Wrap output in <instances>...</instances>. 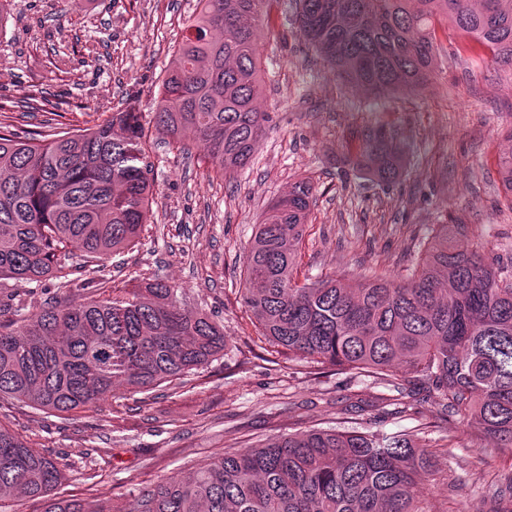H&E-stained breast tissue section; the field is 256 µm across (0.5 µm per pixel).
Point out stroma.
<instances>
[{
  "label": "stroma",
  "instance_id": "stroma-1",
  "mask_svg": "<svg viewBox=\"0 0 512 512\" xmlns=\"http://www.w3.org/2000/svg\"><path fill=\"white\" fill-rule=\"evenodd\" d=\"M197 0H11L0 30V126L41 139L55 123L86 129L134 105L154 164L155 227L106 260L109 287L160 272L187 301L224 326V354L145 397L117 386L111 404L63 420L13 400L0 425L63 458L66 496L109 495L133 512L161 480L186 476L227 448L307 429L390 434L424 430L431 444L457 439L458 466L440 459L425 500L450 494L443 512H472L512 450L432 403L398 413V394L328 364L288 360L268 347L241 302L243 252L266 204L298 181L316 202L300 249L298 280L404 275L439 224H465L512 273V202L502 186L512 128V67L467 53L455 30L438 33L435 75L419 93L378 97L351 88L295 29V0H271L259 41L258 101L269 112L260 147L243 169L217 175L203 143H169L151 121L157 92ZM67 63L57 66L56 53ZM60 105L42 111L43 99ZM382 131L398 148L400 175L374 180L349 158Z\"/></svg>",
  "mask_w": 512,
  "mask_h": 512
}]
</instances>
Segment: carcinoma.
<instances>
[{"label": "carcinoma", "instance_id": "1", "mask_svg": "<svg viewBox=\"0 0 512 512\" xmlns=\"http://www.w3.org/2000/svg\"><path fill=\"white\" fill-rule=\"evenodd\" d=\"M269 2L197 0L159 86L156 128L176 142L202 138L219 174L251 160L271 120L257 105ZM296 23L331 69L377 92L429 83L442 23L512 64V0H297ZM144 136L132 106L81 133L0 131V289L13 282L0 298V400L66 416L112 399L118 382L146 393L224 354V326L181 302L182 289L156 275L108 293L97 278L152 224ZM355 163L380 182L397 176L382 132ZM313 199L309 182L295 183L244 249L241 296L261 336L290 358L371 374L398 390L403 413L428 398L511 448L512 280L475 243L461 244L467 225L440 224L401 280L300 285ZM47 281L53 301L28 303L22 287ZM438 457L407 431L310 429L169 477L137 512H432L415 484L435 475ZM65 467L0 426V512L19 497L42 501L43 512H118L110 496L58 495ZM482 503L476 512H512V471Z\"/></svg>", "mask_w": 512, "mask_h": 512}]
</instances>
